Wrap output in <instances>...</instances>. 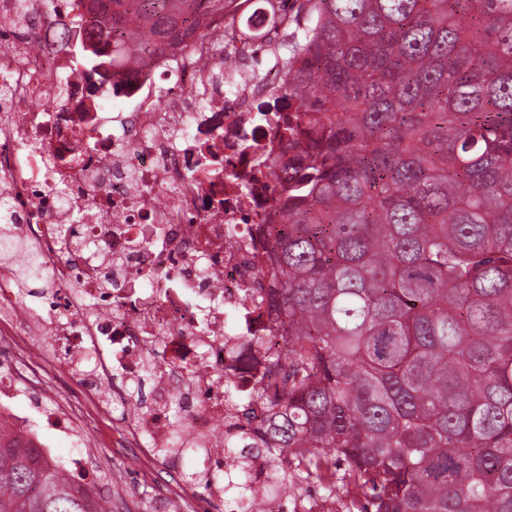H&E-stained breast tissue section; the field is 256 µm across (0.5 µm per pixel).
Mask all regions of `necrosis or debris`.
Masks as SVG:
<instances>
[{"label":"necrosis or debris","instance_id":"necrosis-or-debris-1","mask_svg":"<svg viewBox=\"0 0 512 512\" xmlns=\"http://www.w3.org/2000/svg\"><path fill=\"white\" fill-rule=\"evenodd\" d=\"M249 8L236 0L208 35L100 76L67 57L69 14L0 0L11 35L0 47V221L20 225L24 242L0 259V347L26 356L52 337L55 362L86 397L22 410L19 373L1 372L0 432L36 441L63 473L93 465L85 406L118 419L116 446L156 456L176 394L199 477L212 501L224 498L208 466L217 432L241 413L224 398V370L250 333L244 289L271 285L258 275L267 194L243 193L241 180L252 155L278 147L282 115L257 105L288 84L273 53L264 82L213 84L212 45L243 42ZM31 250L54 282L32 306L18 287ZM147 378L154 395L139 409L125 388ZM61 436L72 442L64 458Z\"/></svg>","mask_w":512,"mask_h":512}]
</instances>
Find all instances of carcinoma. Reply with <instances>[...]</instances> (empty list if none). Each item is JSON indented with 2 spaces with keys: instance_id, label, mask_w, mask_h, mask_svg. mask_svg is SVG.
<instances>
[{
  "instance_id": "1",
  "label": "carcinoma",
  "mask_w": 512,
  "mask_h": 512,
  "mask_svg": "<svg viewBox=\"0 0 512 512\" xmlns=\"http://www.w3.org/2000/svg\"><path fill=\"white\" fill-rule=\"evenodd\" d=\"M112 21L91 68L163 50L234 0H60ZM251 340L284 347L224 435L232 500L314 484L342 512H512V0H306ZM35 254L21 291L43 281ZM181 403L168 451L184 448ZM0 512H111L0 434Z\"/></svg>"
}]
</instances>
